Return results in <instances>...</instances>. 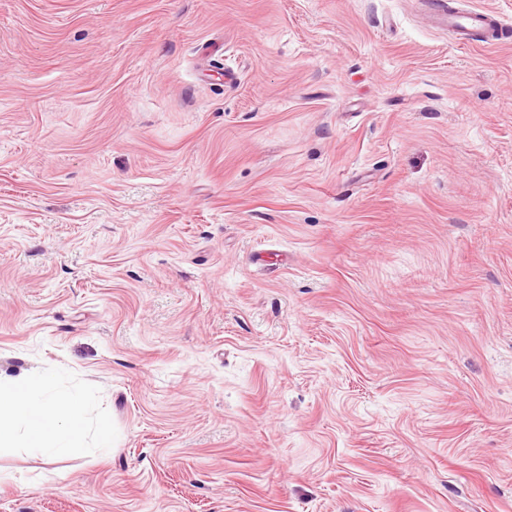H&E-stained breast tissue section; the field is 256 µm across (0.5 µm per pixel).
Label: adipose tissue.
I'll return each instance as SVG.
<instances>
[{"instance_id":"1","label":"adipose tissue","mask_w":512,"mask_h":512,"mask_svg":"<svg viewBox=\"0 0 512 512\" xmlns=\"http://www.w3.org/2000/svg\"><path fill=\"white\" fill-rule=\"evenodd\" d=\"M89 434L95 447H111L108 429L88 420L80 389L60 392L49 377L0 378L1 448H29L51 461L82 447Z\"/></svg>"}]
</instances>
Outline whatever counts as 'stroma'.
Returning a JSON list of instances; mask_svg holds the SVG:
<instances>
[{
	"label": "stroma",
	"instance_id": "obj_1",
	"mask_svg": "<svg viewBox=\"0 0 512 512\" xmlns=\"http://www.w3.org/2000/svg\"><path fill=\"white\" fill-rule=\"evenodd\" d=\"M449 0H0V376L116 450L0 512H512V41ZM446 21L448 33L464 42L470 41V34L481 32L483 42L495 44L502 35L511 30V22L505 18L474 7L448 10Z\"/></svg>",
	"mask_w": 512,
	"mask_h": 512
}]
</instances>
